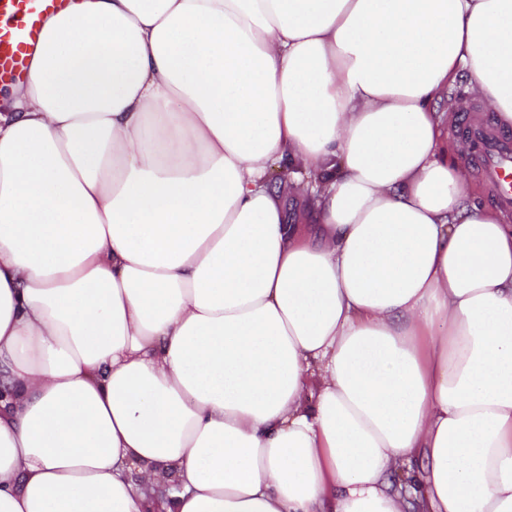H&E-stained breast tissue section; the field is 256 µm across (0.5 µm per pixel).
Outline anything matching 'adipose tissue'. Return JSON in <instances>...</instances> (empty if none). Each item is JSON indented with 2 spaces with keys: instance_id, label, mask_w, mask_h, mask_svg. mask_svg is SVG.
Here are the masks:
<instances>
[{
  "instance_id": "adipose-tissue-1",
  "label": "adipose tissue",
  "mask_w": 512,
  "mask_h": 512,
  "mask_svg": "<svg viewBox=\"0 0 512 512\" xmlns=\"http://www.w3.org/2000/svg\"><path fill=\"white\" fill-rule=\"evenodd\" d=\"M29 69L0 512H512V225L436 107L512 127V0H70Z\"/></svg>"
}]
</instances>
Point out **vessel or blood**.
I'll return each instance as SVG.
<instances>
[{"mask_svg": "<svg viewBox=\"0 0 512 512\" xmlns=\"http://www.w3.org/2000/svg\"><path fill=\"white\" fill-rule=\"evenodd\" d=\"M66 6L67 0H0V84L27 78L30 53L46 18ZM459 132L498 206L512 211V134L494 129L490 118L476 116L471 105L461 110Z\"/></svg>", "mask_w": 512, "mask_h": 512, "instance_id": "obj_1", "label": "vessel or blood"}]
</instances>
